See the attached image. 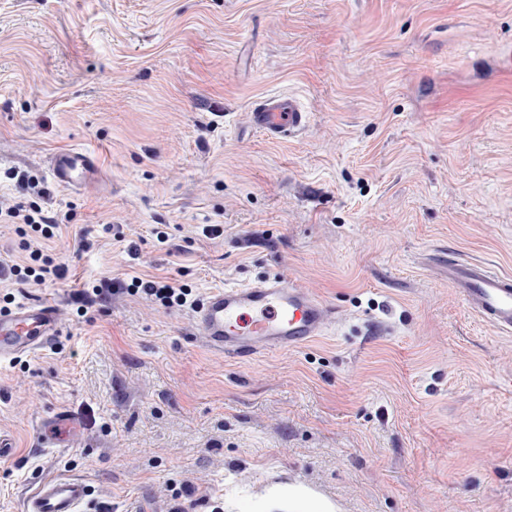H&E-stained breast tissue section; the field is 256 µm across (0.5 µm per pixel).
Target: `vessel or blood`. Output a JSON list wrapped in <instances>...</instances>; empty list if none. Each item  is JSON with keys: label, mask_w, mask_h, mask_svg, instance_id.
<instances>
[{"label": "vessel or blood", "mask_w": 512, "mask_h": 512, "mask_svg": "<svg viewBox=\"0 0 512 512\" xmlns=\"http://www.w3.org/2000/svg\"><path fill=\"white\" fill-rule=\"evenodd\" d=\"M251 125L271 140L291 138L307 125L308 114L296 98L270 94L253 102ZM97 161L85 149L60 150L51 158V175L62 186H77L94 175ZM448 280L467 306L503 333H512V275L482 261L448 258ZM336 320L335 309L308 289L277 275L247 287L211 289L194 309L195 333L228 358L294 349L325 335ZM62 333L53 303L23 301L0 310V363L50 344ZM80 427L66 410L54 413L40 428L42 444H73ZM88 487L72 477L39 479L24 512H79L88 503Z\"/></svg>", "instance_id": "obj_1"}]
</instances>
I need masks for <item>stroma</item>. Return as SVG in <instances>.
Listing matches in <instances>:
<instances>
[{
    "instance_id": "1",
    "label": "stroma",
    "mask_w": 512,
    "mask_h": 512,
    "mask_svg": "<svg viewBox=\"0 0 512 512\" xmlns=\"http://www.w3.org/2000/svg\"><path fill=\"white\" fill-rule=\"evenodd\" d=\"M273 93L310 114L282 142L247 117ZM65 148L98 159L83 187L51 178ZM16 172L70 214L69 275L0 277L63 324L0 364V512L53 475L90 512H288L292 484L337 512H512V334L448 282L452 253L512 274V0H0V199L30 200ZM278 274L336 324L243 360L120 292ZM60 408L81 434L41 447Z\"/></svg>"
}]
</instances>
